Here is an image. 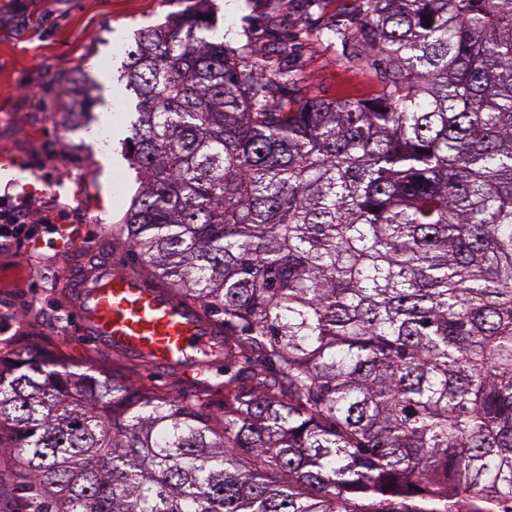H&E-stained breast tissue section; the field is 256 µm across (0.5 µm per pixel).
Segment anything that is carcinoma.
<instances>
[{
	"label": "carcinoma",
	"instance_id": "1",
	"mask_svg": "<svg viewBox=\"0 0 512 512\" xmlns=\"http://www.w3.org/2000/svg\"><path fill=\"white\" fill-rule=\"evenodd\" d=\"M191 2L125 52L141 187L112 236L221 326L219 407L19 353L25 512H504L512 0H364L380 94L290 102ZM86 79H54L80 125Z\"/></svg>",
	"mask_w": 512,
	"mask_h": 512
}]
</instances>
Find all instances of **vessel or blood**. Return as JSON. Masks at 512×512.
<instances>
[{"label":"vessel or blood","mask_w":512,"mask_h":512,"mask_svg":"<svg viewBox=\"0 0 512 512\" xmlns=\"http://www.w3.org/2000/svg\"><path fill=\"white\" fill-rule=\"evenodd\" d=\"M71 301L85 335L101 351L186 373L221 339L199 305L175 299L158 280L101 258L76 279Z\"/></svg>","instance_id":"1"}]
</instances>
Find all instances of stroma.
I'll return each mask as SVG.
<instances>
[{
    "mask_svg": "<svg viewBox=\"0 0 512 512\" xmlns=\"http://www.w3.org/2000/svg\"><path fill=\"white\" fill-rule=\"evenodd\" d=\"M22 10L0 14V151L17 162L0 175V196L27 200L46 224L0 242V361L20 349L38 351L72 371H94L149 394L173 393L186 402L213 400V375H187L99 351L82 335L66 307L73 267L65 230L105 244L123 269L140 261L112 237V226L137 193L136 173L123 157L134 102L118 71L135 30L163 22L188 0H22ZM214 35L250 44L269 70H283L303 92L321 99H367L382 89L360 48L344 39L360 27L362 0H214ZM82 68L108 100L95 112L106 137L74 125L65 113L48 114L41 102L62 71ZM122 118H108L113 106ZM73 174L56 179L59 169Z\"/></svg>",
    "mask_w": 512,
    "mask_h": 512,
    "instance_id": "obj_1",
    "label": "stroma"
}]
</instances>
